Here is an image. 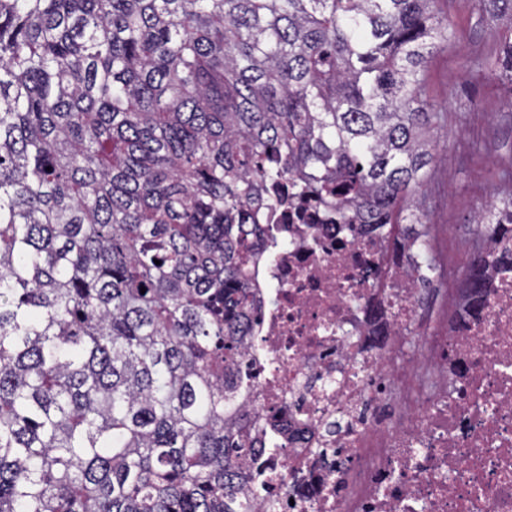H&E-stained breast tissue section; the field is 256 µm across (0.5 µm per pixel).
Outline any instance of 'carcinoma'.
<instances>
[{
	"instance_id": "1",
	"label": "carcinoma",
	"mask_w": 512,
	"mask_h": 512,
	"mask_svg": "<svg viewBox=\"0 0 512 512\" xmlns=\"http://www.w3.org/2000/svg\"><path fill=\"white\" fill-rule=\"evenodd\" d=\"M438 2L0 0V512H253L237 397L276 236L239 215L290 178L340 224L429 235ZM479 5L512 73V0Z\"/></svg>"
}]
</instances>
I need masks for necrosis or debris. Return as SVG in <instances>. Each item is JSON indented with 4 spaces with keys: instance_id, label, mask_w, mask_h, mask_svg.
Returning <instances> with one entry per match:
<instances>
[{
    "instance_id": "obj_1",
    "label": "necrosis or debris",
    "mask_w": 512,
    "mask_h": 512,
    "mask_svg": "<svg viewBox=\"0 0 512 512\" xmlns=\"http://www.w3.org/2000/svg\"><path fill=\"white\" fill-rule=\"evenodd\" d=\"M265 220L281 245L258 258L247 339L256 512H512V268L412 346L416 245L392 261L311 198Z\"/></svg>"
}]
</instances>
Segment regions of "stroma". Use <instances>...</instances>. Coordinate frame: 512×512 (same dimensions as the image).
Returning <instances> with one entry per match:
<instances>
[{"instance_id": "1", "label": "stroma", "mask_w": 512, "mask_h": 512, "mask_svg": "<svg viewBox=\"0 0 512 512\" xmlns=\"http://www.w3.org/2000/svg\"><path fill=\"white\" fill-rule=\"evenodd\" d=\"M448 15V47L426 72L429 95L448 112V143L430 170L425 206L434 248L445 260L471 254L479 210L499 192L497 174L512 167V82L496 69L501 28L478 0H439ZM479 137L480 152L466 147Z\"/></svg>"}]
</instances>
